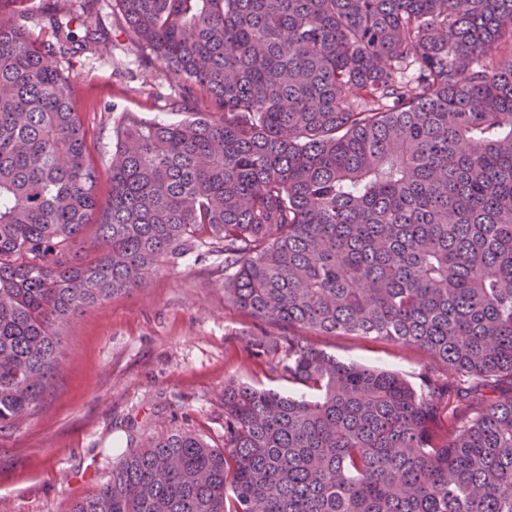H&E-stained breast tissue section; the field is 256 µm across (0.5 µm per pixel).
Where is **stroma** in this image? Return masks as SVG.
<instances>
[{
    "label": "stroma",
    "mask_w": 512,
    "mask_h": 512,
    "mask_svg": "<svg viewBox=\"0 0 512 512\" xmlns=\"http://www.w3.org/2000/svg\"><path fill=\"white\" fill-rule=\"evenodd\" d=\"M87 18L96 40L57 57L76 89L100 197L110 189L112 124L125 112L173 120L174 81L141 64V48L112 0H62ZM261 324L224 300V257L198 244L151 277L64 324L60 372L34 416L0 433V512H71L112 475L118 454L173 428L224 445V383L234 378L282 392L245 345ZM338 360L398 372L420 386L427 353L356 336H310Z\"/></svg>",
    "instance_id": "stroma-1"
}]
</instances>
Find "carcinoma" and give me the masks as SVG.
<instances>
[{"label":"carcinoma","mask_w":512,"mask_h":512,"mask_svg":"<svg viewBox=\"0 0 512 512\" xmlns=\"http://www.w3.org/2000/svg\"><path fill=\"white\" fill-rule=\"evenodd\" d=\"M11 2L0 430L54 387L60 325L196 243L280 329L248 353L307 390L227 381L223 448L174 428L71 512H512V0H112L190 118L123 114L105 202L54 63L74 18L37 45ZM303 331L434 365L416 389Z\"/></svg>","instance_id":"1"}]
</instances>
